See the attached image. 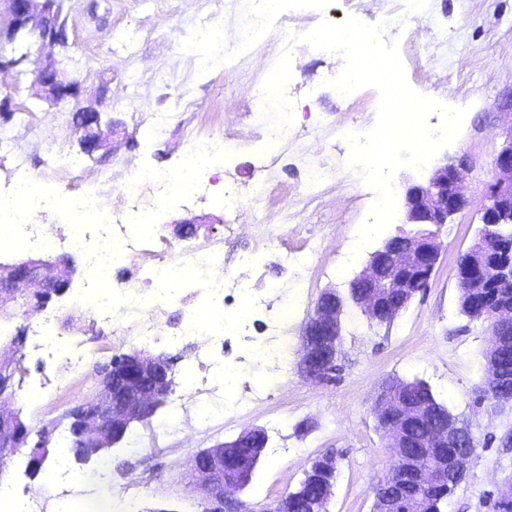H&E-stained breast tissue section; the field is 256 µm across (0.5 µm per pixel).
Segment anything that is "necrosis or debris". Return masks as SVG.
I'll return each instance as SVG.
<instances>
[{
	"instance_id": "necrosis-or-debris-1",
	"label": "necrosis or debris",
	"mask_w": 512,
	"mask_h": 512,
	"mask_svg": "<svg viewBox=\"0 0 512 512\" xmlns=\"http://www.w3.org/2000/svg\"><path fill=\"white\" fill-rule=\"evenodd\" d=\"M348 12L357 18H379L391 20L392 31H401L416 21L414 0H346ZM295 21L286 16L283 4L255 16L252 23L235 36H227L225 30L213 27L203 35L208 48H221L225 58L247 45L260 31H274L275 41L269 42L270 54L281 55L286 47V33L294 29ZM262 97L243 107L240 123L233 128H222L219 112H211L207 126L195 127L186 137V146L177 172L167 174L148 168L134 169L127 177L122 199L107 208L111 225V237L119 255L114 267H123L142 256L151 243L156 230V213L174 204L205 201L222 207L225 213L245 214L246 210L267 208L276 204L282 196H291L292 202L282 210L279 223L259 224L255 227L250 250L242 254L237 262H230L224 253V244L212 241L190 249H181L146 266L140 284L131 291L145 297L146 303L139 308L117 312L103 311L94 304L77 301L76 307L96 319L110 322L113 333L135 334L140 341H153L157 335L156 314L164 312L166 302L155 299L156 273L183 262L198 265L211 263L213 272L223 283L217 295L221 310L236 309L243 293L249 292L256 299L249 324L260 326L264 338L252 343L250 355L266 362L269 374L266 384L251 388L248 403L257 404L268 400L269 383L280 382V373L288 365V357L282 347L290 331L297 323L307 304L299 289L290 287L285 281H271L266 287H256L254 276L257 266L253 254L258 250H281L285 265L293 266L297 273H305L319 253L322 240L318 235L304 237L301 245L293 251H282V241L289 225L303 223L305 213L311 205L325 201L332 191L337 177H350L352 170L347 161L350 146L345 135L351 131H363L373 124L369 114L355 119H341L335 132L316 139H309L305 127L290 122L280 138H273L269 124L261 112ZM260 146L259 167L263 173L256 193L242 197L233 183L217 187L211 173L215 160H223L225 169H232L241 151ZM31 341L35 348L48 357L61 361L69 369H77L84 359L62 338L53 319L44 318L31 329ZM242 376L238 359L215 360L204 356L198 366L187 367L183 374L185 383L195 389L199 401L194 418L199 428L208 427L219 416V404L237 392V382ZM47 480L68 487L66 512H102L104 505L96 499L74 495L75 487L84 484L86 476L72 470L65 460H58L48 471Z\"/></svg>"
}]
</instances>
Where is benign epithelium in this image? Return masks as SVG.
<instances>
[{"mask_svg": "<svg viewBox=\"0 0 512 512\" xmlns=\"http://www.w3.org/2000/svg\"><path fill=\"white\" fill-rule=\"evenodd\" d=\"M46 0H0V72L15 66L7 58L14 34L28 31L39 51L34 62L32 97L51 103L77 93L76 83L57 67L53 50L66 40L64 27L55 30L45 25ZM499 111L509 117L506 140L492 163L482 208L484 229L468 254L461 281L480 270L488 273L487 287L497 288L512 282V242L494 237L498 224L512 223V90L501 99ZM83 153L108 156L127 143L126 133L114 121L102 123L101 113L83 107L75 115ZM467 160L448 158L429 168L426 176L410 179L403 188V212L399 234L372 252L350 283L349 297L334 288L325 289L303 332L302 364L307 375L318 382L333 378L336 361H327V352L336 351V337L342 335V317L352 303L368 319L389 323L428 284L441 258L440 233L445 224L462 213L468 199L463 190ZM77 269L70 257L56 261L28 258L12 263L0 262V310L18 300L26 312L42 311L55 298L72 287ZM474 319L491 324L487 347V389L483 399L496 407L512 406V386L499 371L497 355L506 348L512 332V298L494 296L474 314ZM397 380L387 382L374 402L372 412L382 423L383 437L392 448V472L399 481L377 485L375 512H396L400 492L431 490L444 483H456L467 471L473 444L471 425L458 416L445 415L430 424L420 439L412 437L410 427L432 414L426 401L410 402L395 395ZM168 361L162 355L134 350L109 363L100 371L93 402L69 411L72 429L79 439L77 453L85 458L102 456L119 445L134 424H147L164 404L172 390ZM27 429L18 410L0 405V457L8 458L26 447ZM267 437L254 428L235 439L198 451L192 460L197 489L202 494L205 512H285L288 497L259 509L248 506L242 495L258 467ZM256 452L238 454L242 446ZM417 452L409 453L407 449ZM453 448V453H440ZM493 512H512V479L493 497Z\"/></svg>", "mask_w": 512, "mask_h": 512, "instance_id": "obj_1", "label": "benign epithelium"}]
</instances>
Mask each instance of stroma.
<instances>
[{
  "label": "stroma",
  "instance_id": "1",
  "mask_svg": "<svg viewBox=\"0 0 512 512\" xmlns=\"http://www.w3.org/2000/svg\"><path fill=\"white\" fill-rule=\"evenodd\" d=\"M63 17L68 45L55 55L79 82L80 95L53 106L30 98V75L13 72L0 83V102L5 105L0 116V191L11 190L23 173L45 177L42 157L50 151L60 160L61 187L76 196L94 193L111 202L122 193L131 170L174 171L179 167L183 140L176 130H168L148 144L141 139L142 129L155 113L184 111L185 98L197 100L205 95L218 100L223 126H232L240 104L269 73L261 43L240 50L229 67L222 57L196 48L199 31L211 24L223 25L224 0H64ZM431 37L446 43L432 59L423 48ZM419 39L420 48L404 63L409 85L419 94L437 95L446 104L468 109L459 137L435 159L440 162L461 154L470 159L466 175L469 207L443 227L441 263L428 287L388 324L369 322L355 308H347L338 371L329 384L316 383L303 372L304 326L296 324L288 337V375L272 390L266 404L247 413L226 412L208 432L179 433L172 413L177 408L186 415L194 411L182 373L198 356L201 344L196 340L176 342L172 335L182 315L196 302L193 292H185L183 302L163 317L153 342L141 343L130 334L116 336L110 323L76 311L75 297L85 289L87 265L82 257H75L72 291L51 302L46 312L70 316L73 326L66 329L65 339L85 352L83 372L65 376L56 361L23 342L22 386L12 404L21 408L31 431L47 427L52 436L43 469L31 466L30 451L24 448L8 458L0 482L13 487L18 495H37L41 512H60L63 498L57 487L47 483L45 469L63 456L74 470L87 474L83 492L111 501L112 512H143L153 504L170 512H202L204 504L188 474L189 457L243 431L261 428L268 435V448L244 495L246 501L261 505L284 497L298 486L310 461L328 454L338 461L328 512H373L374 488L388 476L393 456L377 428L372 406L388 380L417 378L454 414L466 418L475 436L484 442L466 480L443 503L442 512H491L493 492L512 477V449L501 446L502 438L512 434V408H495L479 398L491 328L488 322L460 313L454 269L481 227L483 192L500 145L498 104L502 94L512 90V0H423ZM291 64L295 77L288 92L303 114L302 124L313 125L319 112L328 120L345 112H376L379 96L375 89H361L356 102L346 103L329 86V79L343 66L340 55L300 43ZM443 79L450 90L441 96L437 88ZM99 92L104 95L100 111L123 122L136 145L98 160L82 154L72 117ZM72 158L81 162L74 171L66 167ZM373 194L361 174H354L349 187L342 190L339 206L309 209L304 222L289 231L288 245L300 244L306 232L313 231L326 237L327 258L335 260L357 236ZM194 215L217 220L216 225L198 229L196 240L223 238L225 251L239 252L251 235L250 227L240 222H224L223 209L188 203L159 213L163 241L156 248L157 255L183 244L176 222ZM398 229L397 223H390L382 239L362 246L353 264L341 274L312 272L304 284L308 304H316L326 288L347 293L368 255ZM136 349L173 358L174 386L166 405L149 425L134 427L105 458L78 459L71 442L60 439L69 430L66 412L93 399L99 371L114 354ZM35 388L44 398L32 403L27 395ZM103 460L111 464L105 482L98 475ZM131 480L142 485L134 496L124 491Z\"/></svg>",
  "mask_w": 512,
  "mask_h": 512
}]
</instances>
